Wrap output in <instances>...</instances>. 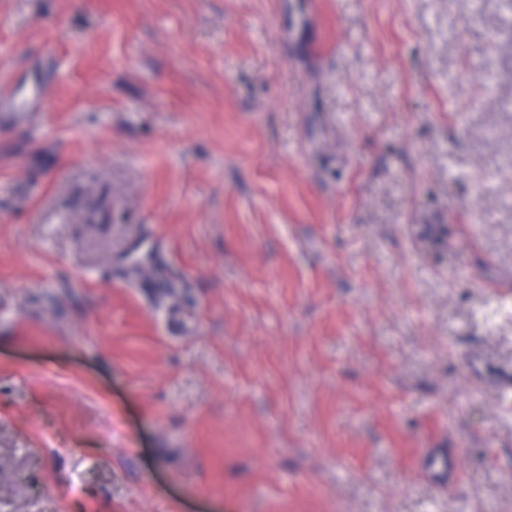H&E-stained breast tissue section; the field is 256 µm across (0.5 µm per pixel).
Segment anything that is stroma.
Listing matches in <instances>:
<instances>
[{
    "label": "stroma",
    "mask_w": 512,
    "mask_h": 512,
    "mask_svg": "<svg viewBox=\"0 0 512 512\" xmlns=\"http://www.w3.org/2000/svg\"><path fill=\"white\" fill-rule=\"evenodd\" d=\"M1 69L0 512H512V0H0Z\"/></svg>",
    "instance_id": "35a3bbf8"
}]
</instances>
